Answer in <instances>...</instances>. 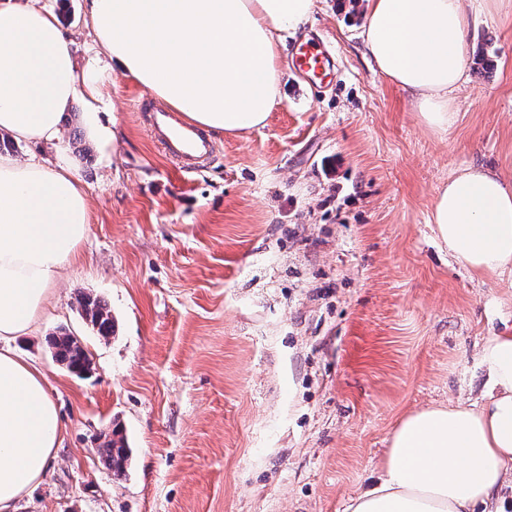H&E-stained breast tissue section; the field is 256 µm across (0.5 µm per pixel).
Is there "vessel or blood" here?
I'll return each instance as SVG.
<instances>
[{
  "mask_svg": "<svg viewBox=\"0 0 512 512\" xmlns=\"http://www.w3.org/2000/svg\"><path fill=\"white\" fill-rule=\"evenodd\" d=\"M290 51L296 70L307 83L321 84L334 76L333 54L323 40L313 37L296 42ZM136 107L145 114L153 137L181 168H199L214 156L216 145L201 129L175 119L172 112L148 99L138 100Z\"/></svg>",
  "mask_w": 512,
  "mask_h": 512,
  "instance_id": "1",
  "label": "vessel or blood"
}]
</instances>
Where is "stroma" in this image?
<instances>
[{
  "label": "stroma",
  "mask_w": 512,
  "mask_h": 512,
  "mask_svg": "<svg viewBox=\"0 0 512 512\" xmlns=\"http://www.w3.org/2000/svg\"><path fill=\"white\" fill-rule=\"evenodd\" d=\"M364 5L316 0L305 32L336 50L317 92L282 62L265 125L217 133L195 173L151 138L118 70L101 76L100 146L82 101L59 140L15 156L70 166L89 232L17 347L41 369L64 426L15 512H345L369 488L408 412L480 397L482 341L512 325V288L473 279L433 233L438 185L468 165L512 178V15L472 18L456 125L426 127L376 71ZM102 298L109 339L82 317ZM87 349L82 375L46 336ZM123 428L115 476L100 434Z\"/></svg>",
  "instance_id": "1"
}]
</instances>
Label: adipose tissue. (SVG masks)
Returning a JSON list of instances; mask_svg holds the SVG:
<instances>
[{"instance_id":"adipose-tissue-1","label":"adipose tissue","mask_w":512,"mask_h":512,"mask_svg":"<svg viewBox=\"0 0 512 512\" xmlns=\"http://www.w3.org/2000/svg\"><path fill=\"white\" fill-rule=\"evenodd\" d=\"M363 41L377 71L410 96L429 129L457 116L469 18L512 13V0H366ZM315 0H88L97 53L185 119L214 132L262 126L280 100L283 35ZM75 41L40 0H0V131L31 144L57 140L82 98L96 115L97 68L79 69ZM437 237L481 281H512V186L468 166L433 203ZM89 226L86 194L69 168L0 154V512L45 474L63 426L43 372L12 340L26 335ZM481 400L440 402L404 415L375 485L351 512H492L512 487V328L482 343Z\"/></svg>"}]
</instances>
